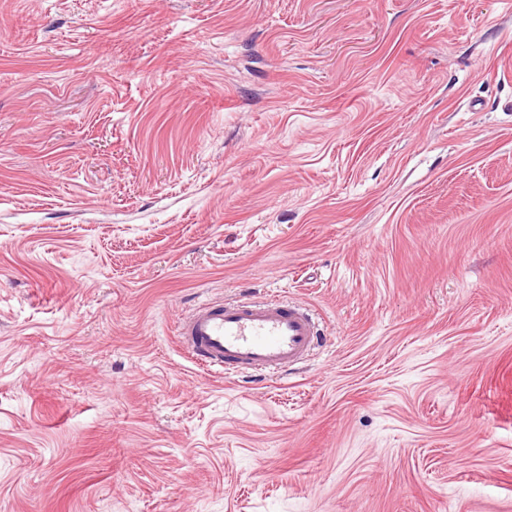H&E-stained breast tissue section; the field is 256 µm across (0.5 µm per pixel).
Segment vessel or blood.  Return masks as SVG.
<instances>
[{"label": "vessel or blood", "instance_id": "vessel-or-blood-1", "mask_svg": "<svg viewBox=\"0 0 512 512\" xmlns=\"http://www.w3.org/2000/svg\"><path fill=\"white\" fill-rule=\"evenodd\" d=\"M178 337L200 365L273 374L303 363L322 341L307 308L277 297L201 304L180 322Z\"/></svg>", "mask_w": 512, "mask_h": 512}]
</instances>
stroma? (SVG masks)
Returning a JSON list of instances; mask_svg holds the SVG:
<instances>
[{
  "label": "stroma",
  "instance_id": "obj_1",
  "mask_svg": "<svg viewBox=\"0 0 512 512\" xmlns=\"http://www.w3.org/2000/svg\"><path fill=\"white\" fill-rule=\"evenodd\" d=\"M0 512H512V0H0ZM190 358L207 368L282 374L323 341L304 306L280 298L204 303L178 325Z\"/></svg>",
  "mask_w": 512,
  "mask_h": 512
}]
</instances>
